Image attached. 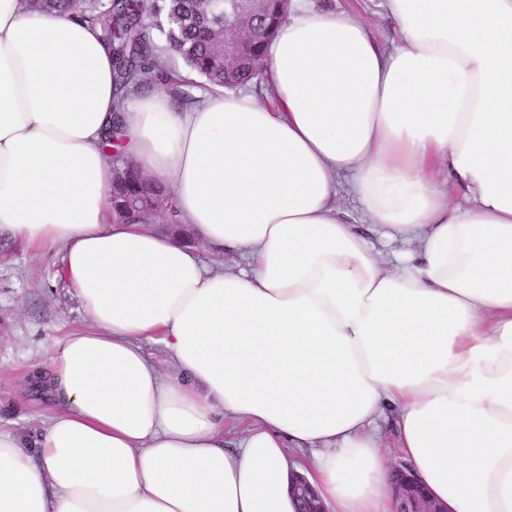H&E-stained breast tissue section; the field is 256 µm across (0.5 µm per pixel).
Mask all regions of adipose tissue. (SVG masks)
<instances>
[{"instance_id": "1", "label": "adipose tissue", "mask_w": 512, "mask_h": 512, "mask_svg": "<svg viewBox=\"0 0 512 512\" xmlns=\"http://www.w3.org/2000/svg\"><path fill=\"white\" fill-rule=\"evenodd\" d=\"M290 3L261 91L119 108L99 25L0 0V237L61 247L94 323L55 343L30 451L0 429V512H297L296 474L332 512H394L391 410L448 512H512V0H385L391 47ZM108 133L197 243L112 223ZM337 202L340 207L348 212L351 216L352 223L355 224L357 230L361 232L370 242L375 244L376 248L381 250L385 256H391L393 251H397L398 244L381 240V231L374 224L367 222L362 216L356 196L350 184L349 179L341 181Z\"/></svg>"}]
</instances>
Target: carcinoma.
Masks as SVG:
<instances>
[{
  "label": "carcinoma",
  "instance_id": "carcinoma-1",
  "mask_svg": "<svg viewBox=\"0 0 512 512\" xmlns=\"http://www.w3.org/2000/svg\"><path fill=\"white\" fill-rule=\"evenodd\" d=\"M30 8L67 16L102 28L112 51L116 102L155 85H170L173 74L161 65L159 42L179 57L210 89H235L256 84L264 71L266 44L286 16L283 0H28ZM246 20L253 34L239 46L233 63L225 62L224 30L233 21ZM115 172L109 195L113 218L120 224H151L149 214L157 200L167 202L168 219L178 223L165 191L141 176L136 167L114 149L107 154Z\"/></svg>",
  "mask_w": 512,
  "mask_h": 512
}]
</instances>
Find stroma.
<instances>
[{
	"mask_svg": "<svg viewBox=\"0 0 512 512\" xmlns=\"http://www.w3.org/2000/svg\"><path fill=\"white\" fill-rule=\"evenodd\" d=\"M314 4L354 11L383 43L397 37L383 0ZM61 257L58 247L37 252L22 241L0 240V427L28 438L52 411L33 390V373L47 369L57 340L91 326L65 279Z\"/></svg>",
	"mask_w": 512,
	"mask_h": 512,
	"instance_id": "1",
	"label": "stroma"
}]
</instances>
